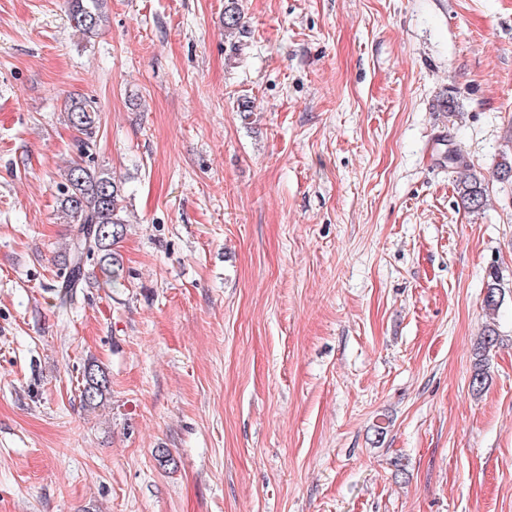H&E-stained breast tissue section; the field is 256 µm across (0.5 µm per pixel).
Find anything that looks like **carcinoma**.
I'll use <instances>...</instances> for the list:
<instances>
[{
  "mask_svg": "<svg viewBox=\"0 0 512 512\" xmlns=\"http://www.w3.org/2000/svg\"><path fill=\"white\" fill-rule=\"evenodd\" d=\"M69 17L72 26L83 36L90 38L97 34L105 13L100 0H68ZM69 123L84 136V145L91 144L96 134L98 108L95 101L85 97H73L66 104ZM457 189L463 204L472 210L483 207L484 193L480 180L469 173H462ZM123 187L112 173L92 169L80 162L73 163L65 174L61 186L60 207L62 212L73 218L71 238L66 245L63 273L56 285L62 305H67L76 295L86 277L88 261L97 259V266L105 283L116 288L123 273L121 256L116 245L126 231L122 216ZM501 289L492 282L487 285L484 307L495 312L500 307ZM498 341L494 327H485L479 341L478 352L472 374V388L481 390L487 380L484 354ZM110 387L106 372L92 362L84 366L82 390L83 405L95 409L103 402Z\"/></svg>",
  "mask_w": 512,
  "mask_h": 512,
  "instance_id": "obj_1",
  "label": "carcinoma"
}]
</instances>
